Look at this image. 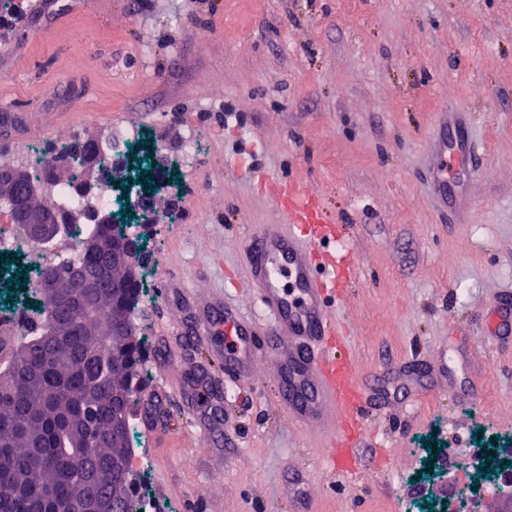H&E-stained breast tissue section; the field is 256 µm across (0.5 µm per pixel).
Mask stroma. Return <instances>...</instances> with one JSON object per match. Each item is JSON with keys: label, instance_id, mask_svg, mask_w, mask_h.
<instances>
[{"label": "stroma", "instance_id": "1", "mask_svg": "<svg viewBox=\"0 0 512 512\" xmlns=\"http://www.w3.org/2000/svg\"><path fill=\"white\" fill-rule=\"evenodd\" d=\"M0 17V163L45 130L101 141L133 126L170 165L143 238L148 389L222 374L180 334L222 296L255 312L239 277L253 225L279 224L269 184L304 187L355 260L329 318L357 378L383 396L358 468L289 422L259 359L219 409L166 408L185 432L148 448L147 512H420L470 471L462 450L512 445V334L480 331L512 292V0H17ZM467 119V177L440 198L428 149L443 113ZM208 440L193 437L198 420Z\"/></svg>", "mask_w": 512, "mask_h": 512}]
</instances>
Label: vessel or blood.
<instances>
[{
	"instance_id": "1",
	"label": "vessel or blood",
	"mask_w": 512,
	"mask_h": 512,
	"mask_svg": "<svg viewBox=\"0 0 512 512\" xmlns=\"http://www.w3.org/2000/svg\"><path fill=\"white\" fill-rule=\"evenodd\" d=\"M431 148L438 159L433 182L440 194L448 192V171L474 150L465 137L448 141L435 137ZM287 197L283 224L254 225L246 240L247 279L254 288L260 319L222 302L196 310L198 328L224 335L219 358L224 373L233 378L250 371L260 357L278 369L280 399L295 423H319L334 411L337 423L363 415L368 399L360 388L352 356L336 350L329 338L328 303L353 277L351 255L337 252L327 266H317L311 246L335 240L336 228L323 223L316 200L300 186L275 187ZM206 402L213 396L204 381L186 388H163L147 395L148 404L161 406L174 395Z\"/></svg>"
}]
</instances>
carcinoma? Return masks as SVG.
Here are the masks:
<instances>
[{
	"mask_svg": "<svg viewBox=\"0 0 512 512\" xmlns=\"http://www.w3.org/2000/svg\"><path fill=\"white\" fill-rule=\"evenodd\" d=\"M38 179L36 166H11L0 176V204L48 210L29 199L24 185ZM126 224H97L77 253L40 273H56L65 300L52 304L35 291L33 317L41 330L0 351V512H54L60 500L98 497L125 500L140 481L131 467L132 424L112 443V417L129 371L145 380L142 342L112 335V312L132 318L141 284L112 293V248L128 238ZM98 275L95 310L72 293V279Z\"/></svg>",
	"mask_w": 512,
	"mask_h": 512,
	"instance_id": "obj_1",
	"label": "carcinoma"
}]
</instances>
